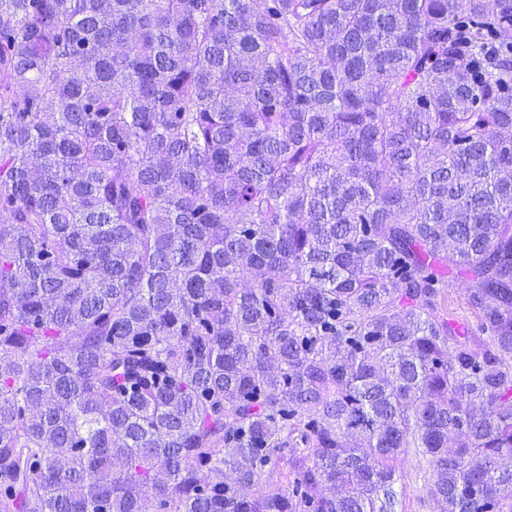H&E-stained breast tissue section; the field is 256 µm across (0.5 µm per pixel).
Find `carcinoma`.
<instances>
[{"mask_svg":"<svg viewBox=\"0 0 512 512\" xmlns=\"http://www.w3.org/2000/svg\"><path fill=\"white\" fill-rule=\"evenodd\" d=\"M406 463L512 512V0H0V512ZM469 287V284L463 279L452 280L449 282L448 297L452 302V308H455L457 312L456 315L473 320L467 303V288Z\"/></svg>","mask_w":512,"mask_h":512,"instance_id":"1","label":"carcinoma"}]
</instances>
